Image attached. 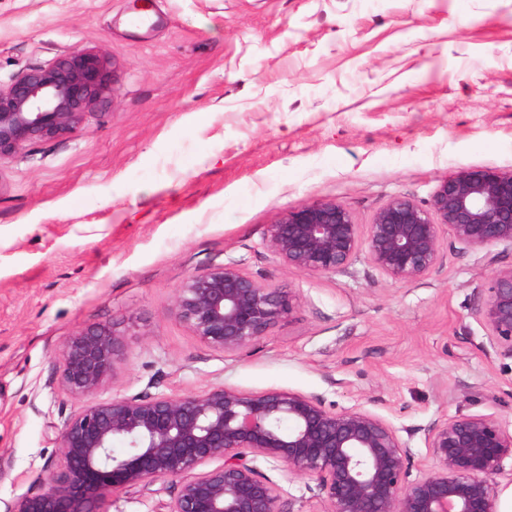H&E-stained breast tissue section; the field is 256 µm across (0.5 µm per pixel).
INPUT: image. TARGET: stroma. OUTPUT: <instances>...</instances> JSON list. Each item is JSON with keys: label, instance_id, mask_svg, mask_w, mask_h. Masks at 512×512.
Instances as JSON below:
<instances>
[{"label": "stroma", "instance_id": "35a3bbf8", "mask_svg": "<svg viewBox=\"0 0 512 512\" xmlns=\"http://www.w3.org/2000/svg\"><path fill=\"white\" fill-rule=\"evenodd\" d=\"M0 0V85L81 51L116 78L75 131L0 164V512L55 470L78 402L64 337L122 336L101 398L227 385L359 406L431 464L425 431L456 413L512 430V358L477 314L512 250L446 246L426 278L358 259L318 276L280 265L267 231L325 200L370 223L393 197L428 204L463 168L512 169V0ZM229 262L298 295L246 350L206 348L172 312L185 278ZM291 512L315 483L258 457ZM181 481L110 491L100 512H158Z\"/></svg>", "mask_w": 512, "mask_h": 512}]
</instances>
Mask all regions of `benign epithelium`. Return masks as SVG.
<instances>
[{
    "label": "benign epithelium",
    "mask_w": 512,
    "mask_h": 512,
    "mask_svg": "<svg viewBox=\"0 0 512 512\" xmlns=\"http://www.w3.org/2000/svg\"><path fill=\"white\" fill-rule=\"evenodd\" d=\"M112 83L104 58L84 51L0 86V163L32 139L73 132ZM450 237L462 249L512 248V170L461 169L428 206L396 196L369 224L342 203H311L270 225L266 247L282 266L314 275L343 272L363 256L386 277L415 282L440 263ZM298 305L297 295L229 262L187 276L172 311L206 347L234 354ZM478 314L512 356V269L490 279ZM122 351L108 325L62 340L60 386L80 406L59 428L56 472L5 512H99L110 490L171 477L182 482L163 512H285L275 484L252 465L258 456L314 480L319 512H499L497 477L512 459V431L492 414L434 422L425 435L433 465L412 479L408 443L361 407L336 411L297 392L224 385L97 398ZM116 442L125 453L114 454ZM215 459L222 465L195 472Z\"/></svg>",
    "instance_id": "1"
}]
</instances>
